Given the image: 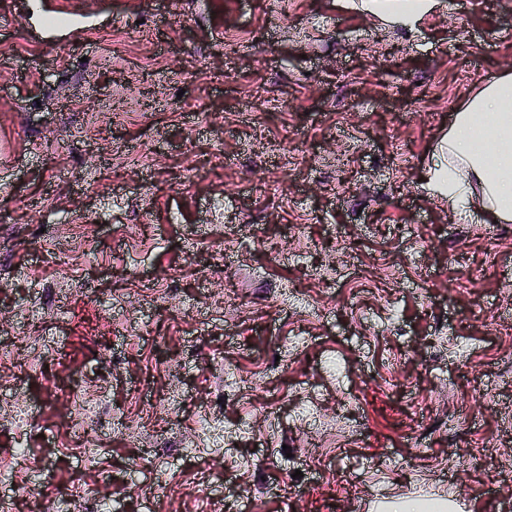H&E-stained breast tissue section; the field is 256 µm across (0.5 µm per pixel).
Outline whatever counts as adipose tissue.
Wrapping results in <instances>:
<instances>
[{"label":"adipose tissue","mask_w":512,"mask_h":512,"mask_svg":"<svg viewBox=\"0 0 512 512\" xmlns=\"http://www.w3.org/2000/svg\"><path fill=\"white\" fill-rule=\"evenodd\" d=\"M448 165L436 174L435 187L464 220L473 219L471 188L479 186L484 211L512 220V74L492 76L456 112L448 130Z\"/></svg>","instance_id":"1"}]
</instances>
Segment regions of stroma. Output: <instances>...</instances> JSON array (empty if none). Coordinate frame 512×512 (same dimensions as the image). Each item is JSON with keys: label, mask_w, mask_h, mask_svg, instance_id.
Segmentation results:
<instances>
[{"label": "stroma", "mask_w": 512, "mask_h": 512, "mask_svg": "<svg viewBox=\"0 0 512 512\" xmlns=\"http://www.w3.org/2000/svg\"><path fill=\"white\" fill-rule=\"evenodd\" d=\"M400 2L0 0L10 512H512V222L429 187L512 0Z\"/></svg>", "instance_id": "1"}]
</instances>
